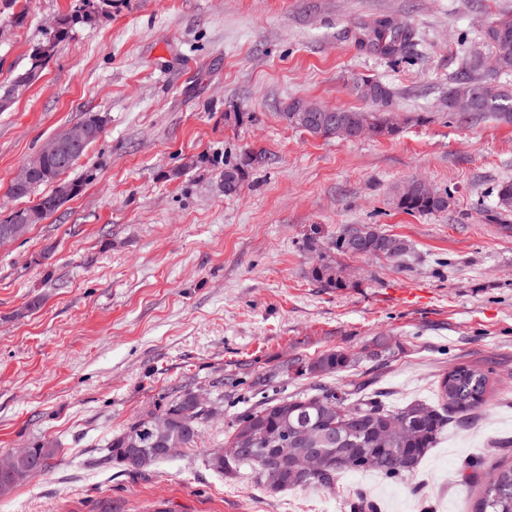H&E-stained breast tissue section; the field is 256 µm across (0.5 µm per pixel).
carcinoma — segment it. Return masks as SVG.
<instances>
[{"label": "carcinoma", "mask_w": 512, "mask_h": 512, "mask_svg": "<svg viewBox=\"0 0 512 512\" xmlns=\"http://www.w3.org/2000/svg\"><path fill=\"white\" fill-rule=\"evenodd\" d=\"M112 16V0H74L71 13L56 19L55 27L46 29L42 38L33 47L30 65L18 72L9 82L0 84V100L17 101L41 76L45 64L57 53L58 49L78 25H94L105 17ZM365 42L374 50L387 56L402 54L407 48L406 31L390 20H380L366 29ZM484 39L492 47L494 68L491 73L512 74V16L493 20L484 31ZM486 68L484 57L471 55L466 71L454 78L448 85L445 103L448 113L460 118L472 115L494 113L507 121L512 119V94L498 92L497 97L485 102L479 100L472 112H457L453 99L459 92H477L483 82L471 77V73ZM358 93L372 104L369 111L332 109L333 120H323L317 124L323 137L336 135V120L343 121L349 127V136L354 139L365 135L394 136L399 127L393 122L394 95L391 88L382 80L366 76L357 83ZM33 175L29 183L15 189L9 188L11 196L21 199L35 197L33 204L11 213L4 224H27L34 226L46 220L68 198L55 199L56 186L66 188L71 196H76L82 184L63 178L66 170L60 168L54 156L36 155L32 160ZM419 181L410 182L397 197V208L413 214H432L442 212L448 207V191L437 196H427L419 191ZM497 213H512V182L498 185L496 192ZM362 240L365 255L375 256L384 253V258L398 260L407 255L409 245L394 239L386 244V234L372 225H349L344 227L332 243V248L340 255H349L350 241ZM315 277L332 288H345L347 282L338 275L337 269L329 263L313 270ZM350 358L341 351L324 354L308 367L309 373H333L348 366ZM491 371L470 364H456L439 380L437 388L438 403L427 404L413 401L403 407L391 410L372 399L351 400L347 392L319 389L315 393L308 391L291 396L271 399L259 408L247 412L230 427L228 439L237 440L249 432L259 434L265 441L260 446L261 453L271 457L279 442L280 432L285 420L296 426L314 423L325 410L333 415L343 416L347 430L344 432L346 444L334 447L333 454L338 463L326 476H308L297 478L286 465H277L280 472L278 487L268 482V473L262 465L251 459L226 461L215 454H209L207 463L220 474H233L242 466L251 470L254 481L271 493H282L292 489L315 488L331 489L345 474L353 472H374L387 478H399L415 474L424 457L435 448L450 421V414L466 417L485 406L491 395ZM217 408L198 403L194 391L185 390L170 401L163 414L170 419V433L167 443L171 448H192L201 437L203 425L214 417ZM138 436L137 450L128 449L127 441L134 432ZM109 459L133 470H145L167 459L169 454L161 451V445L152 433L151 427L140 420H134L119 436L109 444ZM57 454L56 445L43 441L29 449L27 457L16 463V469L25 473L16 479L8 473H0V497H6L21 483L48 472L51 460ZM406 457L409 465L401 468L396 459ZM474 512H512V460L498 462L492 472L480 482L479 497Z\"/></svg>", "instance_id": "carcinoma-1"}]
</instances>
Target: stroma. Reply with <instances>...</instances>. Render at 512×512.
Listing matches in <instances>:
<instances>
[{"label":"stroma","instance_id":"35a3bbf8","mask_svg":"<svg viewBox=\"0 0 512 512\" xmlns=\"http://www.w3.org/2000/svg\"><path fill=\"white\" fill-rule=\"evenodd\" d=\"M73 0H0V84L27 66L46 25ZM512 0H116L75 27L39 83L0 112V220L30 206L9 195L14 170L89 115L100 137L66 177L81 192L0 248V456L49 440L47 475L0 499V512H473L477 484L512 459V123L464 121L449 81ZM393 20L412 45L388 58L361 24ZM375 76L395 93L401 130L325 138L289 126L301 99L362 110ZM251 158L238 193L224 166ZM419 179L450 205L407 214L395 198ZM405 240L400 260L336 254L345 226ZM335 262L348 285L317 281ZM349 354L313 376L285 366ZM491 370L485 408L451 419L414 476H343L334 490L273 494L248 467L214 472L209 450L264 402L315 388L395 408L431 402L456 363ZM218 407L196 447L136 472L107 445L181 391Z\"/></svg>","mask_w":512,"mask_h":512}]
</instances>
